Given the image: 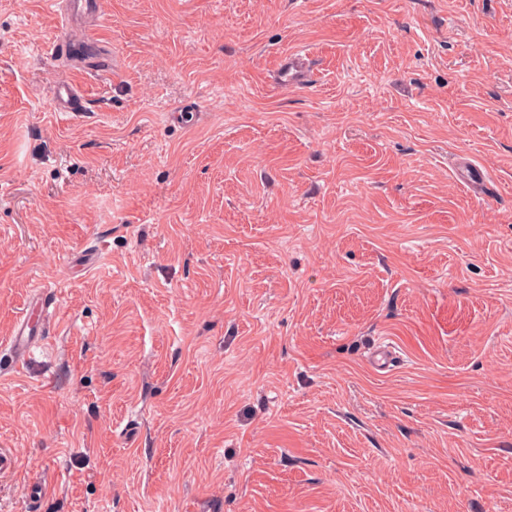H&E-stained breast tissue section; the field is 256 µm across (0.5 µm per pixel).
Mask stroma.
Here are the masks:
<instances>
[{
  "label": "stroma",
  "mask_w": 512,
  "mask_h": 512,
  "mask_svg": "<svg viewBox=\"0 0 512 512\" xmlns=\"http://www.w3.org/2000/svg\"><path fill=\"white\" fill-rule=\"evenodd\" d=\"M97 4L64 116L0 0V512H512V0ZM276 73L279 85L287 88L308 83L311 78L306 55L293 52L279 57ZM83 93L78 80H59L52 89V105L55 112H81L84 107ZM34 299L40 308L39 321L42 327L33 326L31 319L26 315L19 317L8 342L11 352L18 358L25 357L31 346L41 340L47 333V324H51L53 318V311L49 312V310L51 307L55 310V298L51 294L45 293L43 289H39L36 290Z\"/></svg>",
  "instance_id": "1"
}]
</instances>
